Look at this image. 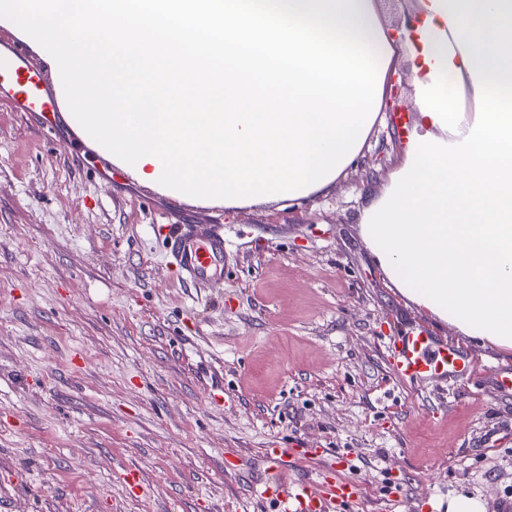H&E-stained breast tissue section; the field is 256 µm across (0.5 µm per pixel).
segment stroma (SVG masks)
Wrapping results in <instances>:
<instances>
[{"label":"stroma","mask_w":512,"mask_h":512,"mask_svg":"<svg viewBox=\"0 0 512 512\" xmlns=\"http://www.w3.org/2000/svg\"><path fill=\"white\" fill-rule=\"evenodd\" d=\"M387 76L402 128L380 112L329 191L278 206L165 195L73 152L66 122L51 137L0 103V512H268L260 452L276 440L342 456L359 512H434L455 492L512 512V392L496 381L512 349L403 296L361 235L418 116L406 61ZM176 224L223 225V287L176 277ZM408 325L457 345L468 372L399 382L389 339Z\"/></svg>","instance_id":"stroma-1"}]
</instances>
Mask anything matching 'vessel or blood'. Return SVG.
<instances>
[{
  "label": "vessel or blood",
  "mask_w": 512,
  "mask_h": 512,
  "mask_svg": "<svg viewBox=\"0 0 512 512\" xmlns=\"http://www.w3.org/2000/svg\"><path fill=\"white\" fill-rule=\"evenodd\" d=\"M0 100L16 112L37 118L60 109L53 82L34 64L28 48L14 39L0 40ZM168 248L176 268L187 283L207 288L224 279V235L215 231L199 236L193 227L181 225L168 236ZM393 371L399 379H448L467 368L466 355L438 340L423 327H409L395 336L391 356ZM287 444L264 449L266 465L262 494L270 500H285L288 512H327L341 503L347 512H356L360 484L352 473L336 465L322 472L317 480L287 486L282 479L283 463L292 456Z\"/></svg>",
  "instance_id": "obj_1"
}]
</instances>
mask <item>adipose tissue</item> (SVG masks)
Masks as SVG:
<instances>
[{"label": "adipose tissue", "mask_w": 512, "mask_h": 512, "mask_svg": "<svg viewBox=\"0 0 512 512\" xmlns=\"http://www.w3.org/2000/svg\"><path fill=\"white\" fill-rule=\"evenodd\" d=\"M354 8L382 68L408 62L419 113L362 236L407 299L512 348V0H417L419 24L396 42L375 0Z\"/></svg>", "instance_id": "ef3b65f1"}]
</instances>
